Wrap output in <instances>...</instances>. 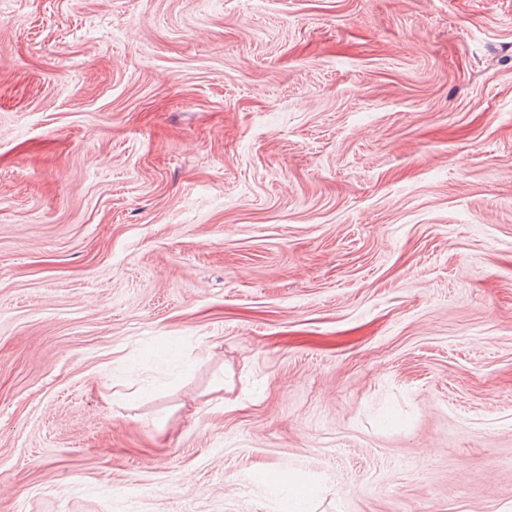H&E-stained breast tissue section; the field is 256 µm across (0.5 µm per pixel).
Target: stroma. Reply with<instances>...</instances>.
Segmentation results:
<instances>
[{
	"label": "stroma",
	"instance_id": "35a3bbf8",
	"mask_svg": "<svg viewBox=\"0 0 512 512\" xmlns=\"http://www.w3.org/2000/svg\"><path fill=\"white\" fill-rule=\"evenodd\" d=\"M0 512H512V0H0Z\"/></svg>",
	"mask_w": 512,
	"mask_h": 512
}]
</instances>
